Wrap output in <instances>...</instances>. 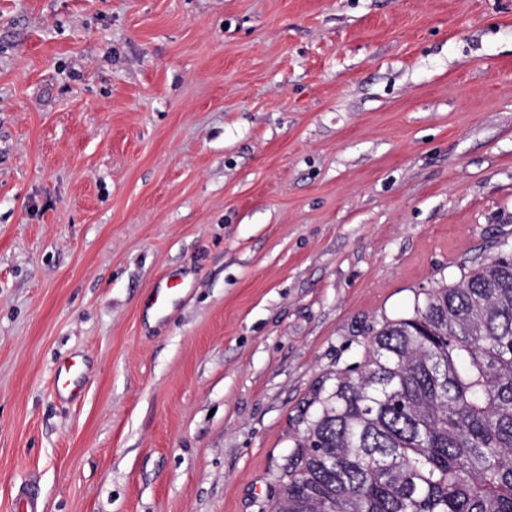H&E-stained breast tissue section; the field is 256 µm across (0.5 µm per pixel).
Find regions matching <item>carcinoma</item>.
I'll use <instances>...</instances> for the list:
<instances>
[{
  "mask_svg": "<svg viewBox=\"0 0 512 512\" xmlns=\"http://www.w3.org/2000/svg\"><path fill=\"white\" fill-rule=\"evenodd\" d=\"M259 512H512V252L369 328Z\"/></svg>",
  "mask_w": 512,
  "mask_h": 512,
  "instance_id": "obj_1",
  "label": "carcinoma"
}]
</instances>
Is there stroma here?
Masks as SVG:
<instances>
[{"label":"stroma","mask_w":512,"mask_h":512,"mask_svg":"<svg viewBox=\"0 0 512 512\" xmlns=\"http://www.w3.org/2000/svg\"><path fill=\"white\" fill-rule=\"evenodd\" d=\"M504 244L512 0H0V512H257L368 326ZM76 365L75 362L69 365H63L56 371V393L60 399L75 400L82 394L83 386L75 383L71 379V368Z\"/></svg>","instance_id":"35a3bbf8"}]
</instances>
